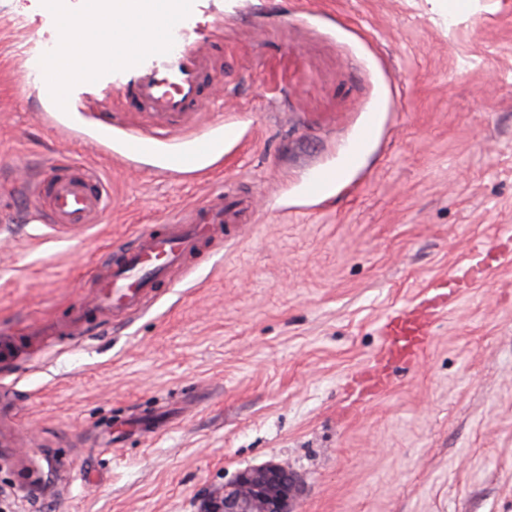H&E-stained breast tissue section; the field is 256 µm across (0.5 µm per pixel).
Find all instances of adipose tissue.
<instances>
[{
	"label": "adipose tissue",
	"mask_w": 512,
	"mask_h": 512,
	"mask_svg": "<svg viewBox=\"0 0 512 512\" xmlns=\"http://www.w3.org/2000/svg\"><path fill=\"white\" fill-rule=\"evenodd\" d=\"M190 9L191 0H85L82 26L60 32L55 52L44 62L47 84L60 90L76 81L81 54L102 28H109L113 41L143 47L163 36L167 17Z\"/></svg>",
	"instance_id": "ef3b65f1"
}]
</instances>
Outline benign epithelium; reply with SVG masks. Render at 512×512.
Listing matches in <instances>:
<instances>
[{
	"instance_id": "obj_1",
	"label": "benign epithelium",
	"mask_w": 512,
	"mask_h": 512,
	"mask_svg": "<svg viewBox=\"0 0 512 512\" xmlns=\"http://www.w3.org/2000/svg\"><path fill=\"white\" fill-rule=\"evenodd\" d=\"M299 493L289 464L269 462L238 472L205 499L203 512H290Z\"/></svg>"
}]
</instances>
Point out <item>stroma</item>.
<instances>
[{
    "mask_svg": "<svg viewBox=\"0 0 512 512\" xmlns=\"http://www.w3.org/2000/svg\"><path fill=\"white\" fill-rule=\"evenodd\" d=\"M182 25L223 43L202 118L237 129L186 179L93 145L153 56L74 84L63 144L26 101L60 16L0 0V512H199L269 461L292 512H512V0H192ZM62 152L110 185L98 223L23 218L13 180ZM315 169L336 181L311 199ZM220 193L248 208L219 251L115 325L30 341L116 244ZM447 291L423 358L350 395L386 318Z\"/></svg>",
    "mask_w": 512,
    "mask_h": 512,
    "instance_id": "stroma-1",
    "label": "stroma"
}]
</instances>
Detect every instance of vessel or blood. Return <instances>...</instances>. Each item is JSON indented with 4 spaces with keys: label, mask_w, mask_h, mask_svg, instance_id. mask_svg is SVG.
I'll use <instances>...</instances> for the list:
<instances>
[{
    "label": "vessel or blood",
    "mask_w": 512,
    "mask_h": 512,
    "mask_svg": "<svg viewBox=\"0 0 512 512\" xmlns=\"http://www.w3.org/2000/svg\"><path fill=\"white\" fill-rule=\"evenodd\" d=\"M147 50L159 56V65L126 84L119 97L125 105L148 112L150 121L123 126V159L133 161L155 143L163 142L171 147L172 176H194L203 158L223 153L225 140L236 136L235 127H227L217 135L199 122L212 53L193 45L170 54L161 40L149 43ZM107 51L129 63L139 55L135 47L110 44L102 38L82 57L81 74L98 69L100 58ZM59 112L57 101L52 99L39 104L36 116L43 124L58 129L62 139L74 138L75 130L60 126ZM334 179V174L327 170L313 173L304 192L312 198L323 197ZM28 191L33 198L29 218L40 224H93L112 205L107 184L84 164H47L42 177ZM223 238L224 199L220 196L196 213L172 219L166 231L144 228L134 246L116 248L111 263L96 273L94 298L74 307L66 326L67 335H81L93 320L102 322L140 311L171 270L185 266L203 246ZM435 309L431 302L388 317L382 330L380 359L418 360L427 348Z\"/></svg>",
    "instance_id": "b4317fda"
}]
</instances>
